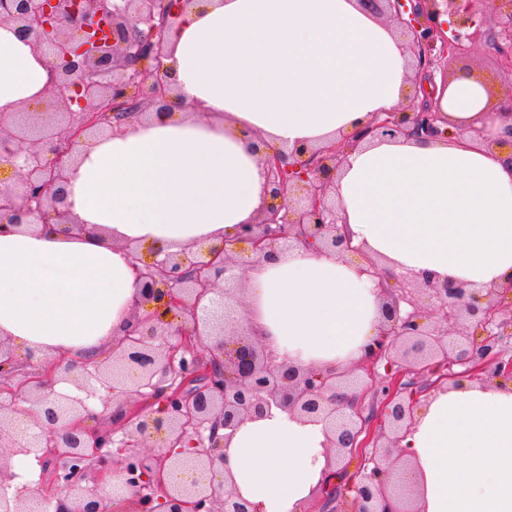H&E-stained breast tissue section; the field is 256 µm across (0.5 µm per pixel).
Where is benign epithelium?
<instances>
[{
	"label": "benign epithelium",
	"instance_id": "7a95c632",
	"mask_svg": "<svg viewBox=\"0 0 512 512\" xmlns=\"http://www.w3.org/2000/svg\"><path fill=\"white\" fill-rule=\"evenodd\" d=\"M196 0H0V23L29 40L50 59L55 82L40 112H17L9 129L0 127V161L18 175L0 189V233L27 228L34 217L75 234L82 225L65 207L67 158L82 143L149 109L168 108L176 92L165 29ZM478 0H358L361 9L385 19L412 53L424 74L418 92L429 98L436 72L469 54L480 38L495 52L501 94L495 107L512 116V0H493L491 24L475 7ZM448 17L444 22L441 17ZM461 132L440 107L424 103L376 113L355 137H412L448 140ZM488 145H512V125L503 135L467 128ZM349 141L298 146L289 154L262 158L270 194L280 204L264 206L252 224L239 226V239L251 252L221 242L191 245L145 270L135 269L139 293L131 305L135 325L112 350V364L93 369L50 362L16 389H0V512H108L104 500L112 478L131 492L135 512H250L248 502L217 481L224 462L219 430L234 431L246 419L264 416L272 406L328 428L336 476L318 496L322 512H344L343 490L354 493L353 512H417L414 490L405 483L399 443L413 421L418 395L443 380L471 377L512 382V284L484 287L431 276L409 288H383L384 323L364 357L344 370L300 369L276 361L262 338L246 327L230 328L224 311L242 305V277L281 244L343 256L356 252L339 226L336 175L345 164ZM434 300L425 309L418 299ZM438 324L451 325L452 343ZM384 365L388 381L377 387L380 424L364 415L362 397L348 391L363 371L375 375ZM14 366L7 342L0 340V380ZM66 382L97 396L102 411L90 427L86 398L55 390ZM126 407L110 421L112 396ZM153 399L158 409L136 405ZM21 402L36 408L31 438H17L15 414ZM34 456L53 480L33 491L14 490L12 460ZM363 459L362 471L347 477L344 460Z\"/></svg>",
	"mask_w": 512,
	"mask_h": 512
}]
</instances>
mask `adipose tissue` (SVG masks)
Returning a JSON list of instances; mask_svg holds the SVG:
<instances>
[{
    "label": "adipose tissue",
    "mask_w": 512,
    "mask_h": 512,
    "mask_svg": "<svg viewBox=\"0 0 512 512\" xmlns=\"http://www.w3.org/2000/svg\"><path fill=\"white\" fill-rule=\"evenodd\" d=\"M165 40L177 106L79 147L66 170L82 234H0V339L18 364L110 358L132 326L134 265L235 236L273 202L265 152L356 133L413 90L409 52L357 0H198ZM52 83L47 56L0 24V117L40 105ZM440 106L465 130L503 120L469 80ZM335 194L355 253L284 249L247 274L243 322L288 364L362 356L381 324L370 260L409 279L512 278L511 146L366 140ZM400 446L422 512H512V385L463 377L420 396ZM329 459L322 423L274 406L233 432L218 477L253 512H304Z\"/></svg>",
    "instance_id": "1"
}]
</instances>
